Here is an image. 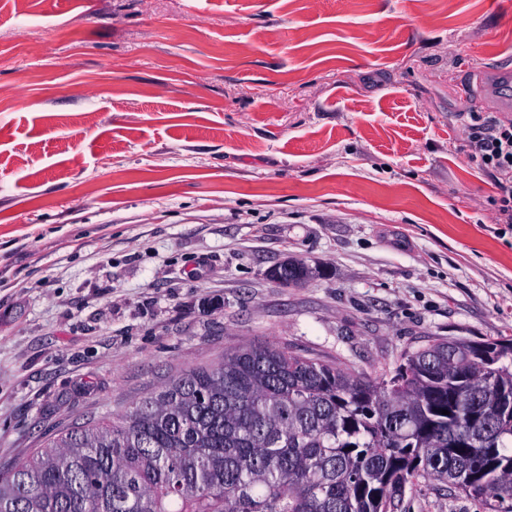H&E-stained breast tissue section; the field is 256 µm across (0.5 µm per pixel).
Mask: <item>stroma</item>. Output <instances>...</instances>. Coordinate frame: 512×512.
I'll list each match as a JSON object with an SVG mask.
<instances>
[{"label": "stroma", "instance_id": "obj_1", "mask_svg": "<svg viewBox=\"0 0 512 512\" xmlns=\"http://www.w3.org/2000/svg\"><path fill=\"white\" fill-rule=\"evenodd\" d=\"M505 69L512 0H0V473L244 345L373 378L512 340L460 149ZM391 512L483 509L426 479ZM310 268L296 260L288 259L274 272L273 277L283 285L296 284L311 274Z\"/></svg>", "mask_w": 512, "mask_h": 512}]
</instances>
